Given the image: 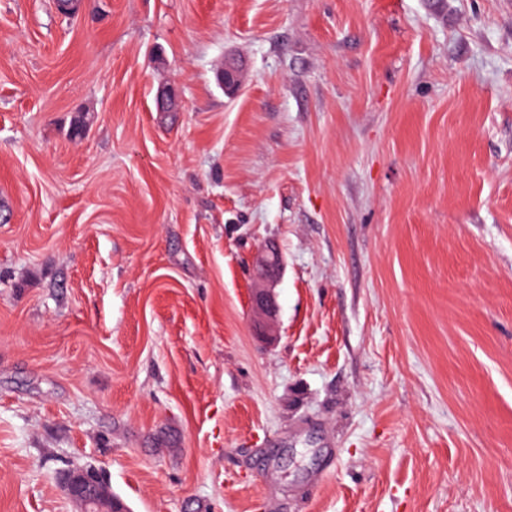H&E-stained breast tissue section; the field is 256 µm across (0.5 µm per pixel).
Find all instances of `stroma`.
Segmentation results:
<instances>
[{
  "instance_id": "stroma-1",
  "label": "stroma",
  "mask_w": 512,
  "mask_h": 512,
  "mask_svg": "<svg viewBox=\"0 0 512 512\" xmlns=\"http://www.w3.org/2000/svg\"><path fill=\"white\" fill-rule=\"evenodd\" d=\"M75 11L0 0V512H512V0ZM283 270L278 249L270 244L258 251L253 260V287L249 299V311L254 321L255 335L263 341L275 336L272 326L278 313L275 295ZM56 480L83 512H93L95 501L109 494L108 482L91 463L59 471Z\"/></svg>"
}]
</instances>
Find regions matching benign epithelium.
<instances>
[{"label": "benign epithelium", "mask_w": 512, "mask_h": 512, "mask_svg": "<svg viewBox=\"0 0 512 512\" xmlns=\"http://www.w3.org/2000/svg\"><path fill=\"white\" fill-rule=\"evenodd\" d=\"M219 81L224 90L234 91L239 85L238 67L233 63L225 64ZM157 99L160 110L170 112L179 103L180 93L170 85L158 92ZM282 270V258L274 245L270 244L256 253L249 311L254 321L255 335L264 341L273 339L272 326L278 313L275 287ZM56 480L67 496L81 506V512H94L95 501L109 493L108 482L91 463L59 471Z\"/></svg>", "instance_id": "obj_1"}]
</instances>
